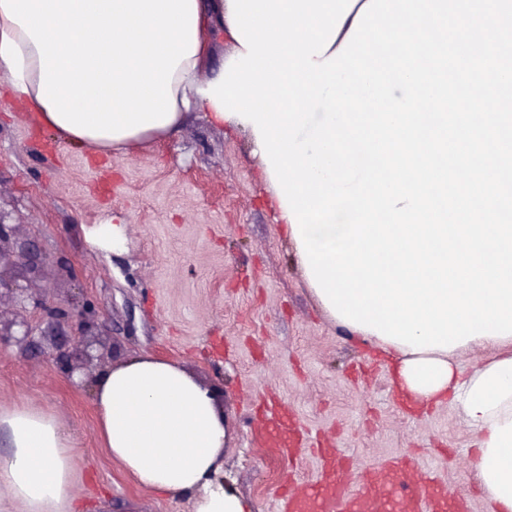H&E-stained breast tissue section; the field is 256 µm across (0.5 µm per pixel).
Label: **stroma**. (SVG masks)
Instances as JSON below:
<instances>
[{
  "label": "stroma",
  "instance_id": "obj_1",
  "mask_svg": "<svg viewBox=\"0 0 512 512\" xmlns=\"http://www.w3.org/2000/svg\"><path fill=\"white\" fill-rule=\"evenodd\" d=\"M0 210L55 270L51 298L101 303L96 329L114 362L149 352L181 363L224 405L230 440L221 478L252 512H277L286 480H316L321 459L292 466L252 445L264 402L284 403L311 439L335 444L352 474L410 460L403 483L432 473L469 512H488L469 468L471 431L450 402L403 410L393 364L329 317L273 219L269 187L247 135L202 113L133 154L99 156L37 128L0 82ZM126 224L124 249L103 251L90 228ZM93 386L72 387L59 364L0 349V406L53 414L70 438L81 512H193L188 497L137 486L103 446Z\"/></svg>",
  "mask_w": 512,
  "mask_h": 512
}]
</instances>
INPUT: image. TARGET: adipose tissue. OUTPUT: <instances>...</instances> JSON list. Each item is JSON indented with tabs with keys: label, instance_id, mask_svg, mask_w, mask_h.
I'll return each mask as SVG.
<instances>
[{
	"label": "adipose tissue",
	"instance_id": "adipose-tissue-1",
	"mask_svg": "<svg viewBox=\"0 0 512 512\" xmlns=\"http://www.w3.org/2000/svg\"><path fill=\"white\" fill-rule=\"evenodd\" d=\"M228 0H0V80L32 120L66 142L127 154L167 138L189 113L253 134L203 93ZM362 338L389 355L394 383L418 403L450 397L473 432L471 462L490 512H512V336L450 351ZM94 409L112 458L140 486L194 495V512H251L217 476L228 433L211 389L182 364L147 353L110 367ZM11 451L0 488L23 512H78L69 438L29 407L0 408Z\"/></svg>",
	"mask_w": 512,
	"mask_h": 512
}]
</instances>
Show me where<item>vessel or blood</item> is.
I'll list each match as a JSON object with an SVG mask.
<instances>
[{
  "label": "vessel or blood",
  "instance_id": "obj_1",
  "mask_svg": "<svg viewBox=\"0 0 512 512\" xmlns=\"http://www.w3.org/2000/svg\"><path fill=\"white\" fill-rule=\"evenodd\" d=\"M289 417L279 408H271L270 416L258 428L260 441H273L276 451L285 458H292V442L288 440ZM402 460L395 459L385 465L364 471L358 490H349L343 480L317 481L292 491L283 500L285 512H367L372 500L378 499L396 505V479L403 468ZM419 512H447L455 508L464 512L466 505L461 498L452 497L445 485L432 475H421L414 487Z\"/></svg>",
  "mask_w": 512,
  "mask_h": 512
}]
</instances>
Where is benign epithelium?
<instances>
[{
	"mask_svg": "<svg viewBox=\"0 0 512 512\" xmlns=\"http://www.w3.org/2000/svg\"><path fill=\"white\" fill-rule=\"evenodd\" d=\"M17 228L0 212V302L8 297L16 306L11 321L0 323V348L14 347L22 356L42 353L63 366L72 386L82 387L89 368L111 355L108 347L88 339L86 326L98 305L88 300L73 308L30 292L12 277L10 270L17 266L26 267L32 280L49 274V263L36 253L35 241L18 238Z\"/></svg>",
	"mask_w": 512,
	"mask_h": 512,
	"instance_id": "1",
	"label": "benign epithelium"
}]
</instances>
